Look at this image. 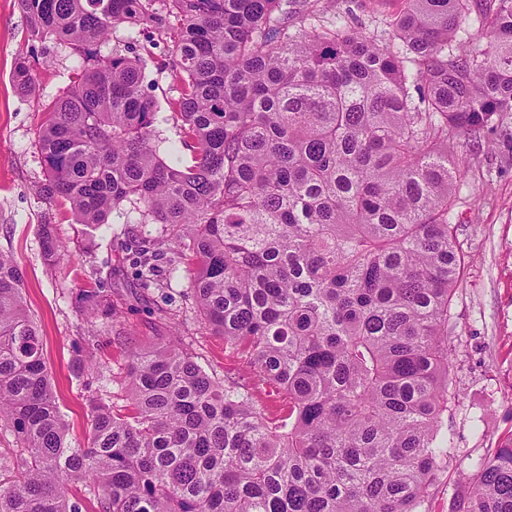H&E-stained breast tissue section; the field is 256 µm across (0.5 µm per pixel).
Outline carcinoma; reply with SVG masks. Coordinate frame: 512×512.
<instances>
[{"label":"carcinoma","mask_w":512,"mask_h":512,"mask_svg":"<svg viewBox=\"0 0 512 512\" xmlns=\"http://www.w3.org/2000/svg\"><path fill=\"white\" fill-rule=\"evenodd\" d=\"M157 2L180 22L184 162L159 154L141 60L93 49L161 27ZM318 2L18 0L31 36L82 55L37 132L40 195L78 224L128 206L171 228L200 319L286 404L270 417L256 384L159 342L128 353L127 412L89 398L87 444L71 446L23 272L0 250V422L17 440L0 512H419L455 398L457 139L512 114V0H402L379 34ZM12 79L35 92L25 63ZM40 238L56 262V226ZM154 258L132 245L117 268L145 291ZM85 302L113 314L97 288ZM455 512H512V443L476 461Z\"/></svg>","instance_id":"obj_1"}]
</instances>
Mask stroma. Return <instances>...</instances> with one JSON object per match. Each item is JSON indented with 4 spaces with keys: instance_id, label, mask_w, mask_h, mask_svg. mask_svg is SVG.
Wrapping results in <instances>:
<instances>
[{
    "instance_id": "obj_1",
    "label": "stroma",
    "mask_w": 512,
    "mask_h": 512,
    "mask_svg": "<svg viewBox=\"0 0 512 512\" xmlns=\"http://www.w3.org/2000/svg\"><path fill=\"white\" fill-rule=\"evenodd\" d=\"M172 49L170 35L152 29L133 42L114 37L100 46L102 54L116 51L144 61L158 108L160 152L168 160L186 154L170 107L178 96L167 67ZM21 58L30 66L36 94H19L12 83L14 64ZM78 67L69 45L30 36L18 0H0V249L12 252L24 272L25 301L40 327L69 438L83 445L88 395H111L121 410L129 404L126 354L110 344V337H130L141 348L176 338L208 373L247 379L251 371L201 323L190 276L163 241L160 225L140 223L134 212H115L106 224L87 227L76 223L65 206L40 196L45 170L36 131ZM459 152L471 168L448 213L464 254L448 321V385L457 397L443 415L448 460L421 512H451L474 463L512 440V118L479 139H462ZM44 224L56 225L67 246L52 269L42 257ZM142 241L158 254L157 286L146 292L134 289L131 276L107 277L122 246ZM94 275L112 292L115 320L92 323L85 315L83 291ZM94 337L102 344L95 366L76 378L73 362Z\"/></svg>"
}]
</instances>
